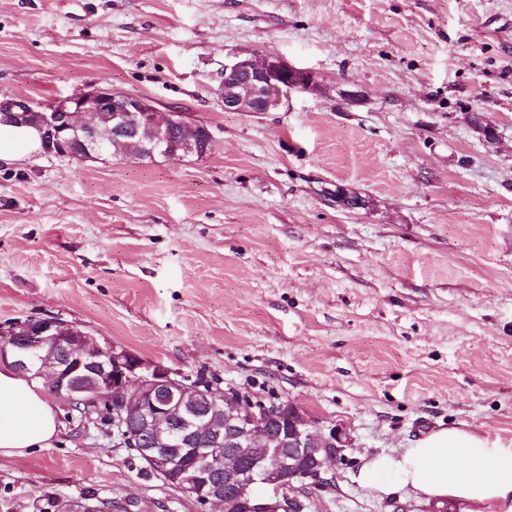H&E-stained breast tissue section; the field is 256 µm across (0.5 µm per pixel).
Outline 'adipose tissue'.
Returning <instances> with one entry per match:
<instances>
[{"instance_id": "obj_1", "label": "adipose tissue", "mask_w": 512, "mask_h": 512, "mask_svg": "<svg viewBox=\"0 0 512 512\" xmlns=\"http://www.w3.org/2000/svg\"><path fill=\"white\" fill-rule=\"evenodd\" d=\"M42 383L0 361V456L47 448L61 433ZM356 481L384 497L403 490L420 499H459L472 512H512V448L463 428H440L395 454L366 460Z\"/></svg>"}]
</instances>
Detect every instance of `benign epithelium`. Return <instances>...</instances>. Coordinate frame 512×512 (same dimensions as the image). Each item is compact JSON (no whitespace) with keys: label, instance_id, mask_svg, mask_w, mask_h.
<instances>
[{"label":"benign epithelium","instance_id":"1","mask_svg":"<svg viewBox=\"0 0 512 512\" xmlns=\"http://www.w3.org/2000/svg\"><path fill=\"white\" fill-rule=\"evenodd\" d=\"M317 90L311 73L278 56L234 52L215 95L226 112H274L292 94ZM0 123L33 126L45 152L76 160L204 158L214 146L211 132L200 133L183 115H162L140 96L100 88L48 106L1 96ZM0 335L9 346L0 355L11 356L23 376L35 358L55 362L56 395L72 401L90 390L109 404L119 396L120 436L129 423L140 429V455L162 479L189 459L224 456V468L201 471L181 488L203 512L216 503L226 512H306L298 488L320 485L350 447L343 428L321 425L290 403L247 399L233 387L199 386V403L188 404L180 374L102 346L55 316L33 318L20 332L12 323Z\"/></svg>","mask_w":512,"mask_h":512}]
</instances>
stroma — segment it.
Segmentation results:
<instances>
[{
    "instance_id": "35a3bbf8",
    "label": "stroma",
    "mask_w": 512,
    "mask_h": 512,
    "mask_svg": "<svg viewBox=\"0 0 512 512\" xmlns=\"http://www.w3.org/2000/svg\"><path fill=\"white\" fill-rule=\"evenodd\" d=\"M238 51L319 89L224 111ZM93 88L185 113L213 150L1 163L0 326L55 316L342 427L348 462L307 512H469L355 476L439 427L512 442V0H0V92ZM53 402L58 440L0 457V512L88 494L200 512L100 416Z\"/></svg>"
}]
</instances>
